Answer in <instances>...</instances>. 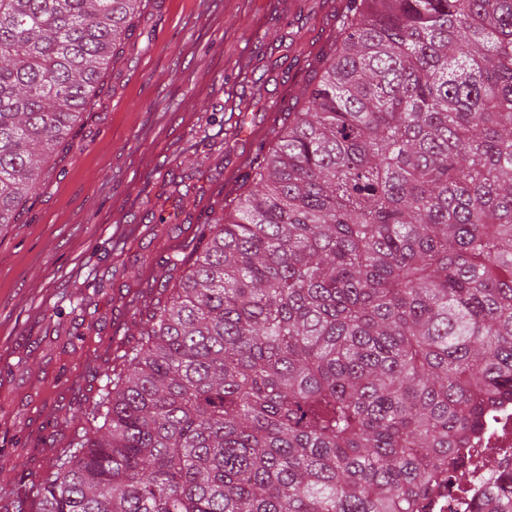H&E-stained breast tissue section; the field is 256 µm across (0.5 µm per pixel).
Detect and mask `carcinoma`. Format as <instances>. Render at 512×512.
Listing matches in <instances>:
<instances>
[{
  "instance_id": "1",
  "label": "carcinoma",
  "mask_w": 512,
  "mask_h": 512,
  "mask_svg": "<svg viewBox=\"0 0 512 512\" xmlns=\"http://www.w3.org/2000/svg\"><path fill=\"white\" fill-rule=\"evenodd\" d=\"M143 2L0 0V224ZM313 73L34 512H426L512 399V0H344Z\"/></svg>"
}]
</instances>
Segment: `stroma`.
<instances>
[{
  "instance_id": "35a3bbf8",
  "label": "stroma",
  "mask_w": 512,
  "mask_h": 512,
  "mask_svg": "<svg viewBox=\"0 0 512 512\" xmlns=\"http://www.w3.org/2000/svg\"><path fill=\"white\" fill-rule=\"evenodd\" d=\"M344 0H150L68 146L0 226V512L87 423L139 339L158 260L242 191L312 77Z\"/></svg>"
}]
</instances>
